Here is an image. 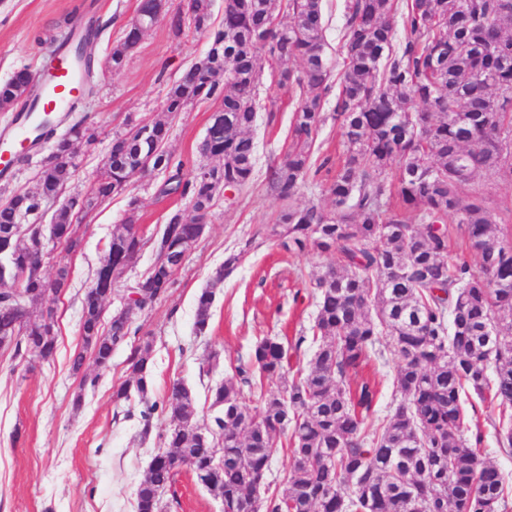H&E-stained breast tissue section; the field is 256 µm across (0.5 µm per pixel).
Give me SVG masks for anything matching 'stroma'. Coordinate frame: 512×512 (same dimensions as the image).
I'll use <instances>...</instances> for the list:
<instances>
[{"mask_svg":"<svg viewBox=\"0 0 512 512\" xmlns=\"http://www.w3.org/2000/svg\"><path fill=\"white\" fill-rule=\"evenodd\" d=\"M139 0H0V83L21 68L46 64L56 47L62 17L97 19L100 34L86 51L93 62V93L72 110V120L96 129L94 143H79V167L66 185L69 195L87 194L101 173L114 134L128 124L153 120L162 112L173 83L209 48L207 33L186 29L174 35L167 18L141 38L121 69H113L112 48L125 35ZM295 89L264 74L262 105L252 131L257 150L254 184L249 192L219 196L210 209L206 234L187 251L167 296L139 315L136 342L152 345L154 398L172 381L193 392L199 422L211 416L209 387L234 378L255 342L265 336L295 341L308 335L317 308L310 284L334 263V255L312 250L288 254L268 233L280 201L268 190L266 172L282 160L297 102ZM211 101L187 106L172 122L166 150L191 171L206 165L198 151L211 115ZM164 176L132 175L126 190L96 206L83 223L81 246L64 258L69 286L54 320L57 349L47 362L28 355L13 358L0 350V512H136L135 490L148 471L159 444L157 435L139 437L140 405H115L112 394L127 375L129 347L112 356V367L95 387L80 389L81 376L71 358L81 346V297L99 268L116 225L127 216L144 237L158 236L169 215L190 214L187 199L157 192ZM137 211H130V197ZM244 252L238 268L217 288L207 335H195L196 297L232 253ZM373 362L379 384L376 419L387 415L394 399L397 360L379 344ZM216 362H209L211 352ZM210 374H200L202 365ZM493 407L478 406L466 419V435L478 439L483 458L512 480V455L500 451ZM175 496L165 497L166 512H222V505L191 473L175 477Z\"/></svg>","mask_w":512,"mask_h":512,"instance_id":"1","label":"stroma"}]
</instances>
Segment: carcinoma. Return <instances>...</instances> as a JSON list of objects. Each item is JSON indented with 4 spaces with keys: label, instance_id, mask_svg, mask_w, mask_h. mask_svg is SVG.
I'll list each match as a JSON object with an SVG mask.
<instances>
[{
    "label": "carcinoma",
    "instance_id": "cac0c4a2",
    "mask_svg": "<svg viewBox=\"0 0 512 512\" xmlns=\"http://www.w3.org/2000/svg\"><path fill=\"white\" fill-rule=\"evenodd\" d=\"M194 29L209 34V48L168 91L163 115L149 134L134 125L112 138L103 171L89 194L57 208L53 225L66 252L75 250V222L95 203L119 193L139 159L164 161L167 178L159 194H178L205 215L224 184L242 194L254 179L258 91L265 69L281 65L278 83L299 91L285 159L267 171L271 192L288 201L272 235L288 251L336 253V265L313 283L317 314L310 327L316 349L307 367L290 373L288 350L275 336L256 341L237 380L211 389L209 422L196 419L187 386L172 382L162 401L153 392L152 346H134L129 374L113 397L134 395L141 440L154 420L167 424L153 464L136 489V512H163V497L183 469L204 481L223 512H509L512 488L464 434L467 408L491 402L498 409V442L512 453V235L499 236L485 198L470 189L480 176L512 178V0H346L343 72L334 111L323 112L332 64L327 56L323 0H288L291 21L271 28L281 0H224V23L210 25V0H194ZM404 45L393 51L398 31ZM133 33L112 48L120 69ZM299 62L295 71L283 67ZM32 74L22 68L0 83V110H10L29 92ZM219 103L224 122L211 121L200 152L219 161L210 180L184 172L164 144L170 122L195 101ZM332 119L342 153L313 162L318 134ZM94 133L74 122L53 145L52 157L75 158V145ZM327 169L333 208L291 203L300 182ZM395 175L388 176L389 170ZM74 170L47 162L36 191H19L0 205V246L24 251L38 238L42 206L63 193ZM172 237L161 233L155 254L200 238L194 219L175 212ZM133 217L112 232L106 255L86 288L80 333L94 344L74 354L82 369L93 354L97 374L84 373L80 389L95 386L111 367L112 354L131 339L133 320L112 314L102 327V289L120 282L129 260L147 244L132 232ZM461 251L449 257L453 238ZM478 259L473 266L469 255ZM231 254L196 300L194 330L207 333L216 288L241 262ZM0 291V344L13 356L34 353L50 361L54 324L33 321L41 306L42 278L29 271L9 278ZM496 282L498 287L487 288ZM174 278L153 264L138 280L139 312L154 306L159 290ZM398 361L399 398L385 419L373 421L377 383L368 371L382 337ZM280 383L265 394L264 383ZM260 390V411L245 390ZM289 447L280 483L267 482L272 448L280 436ZM257 487L270 488L259 506L249 500Z\"/></svg>",
    "mask_w": 512,
    "mask_h": 512
}]
</instances>
